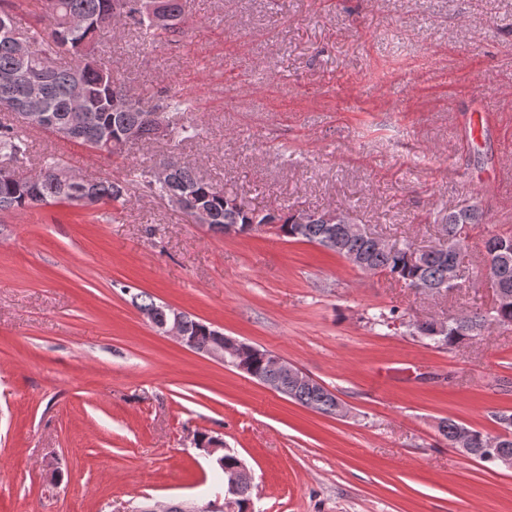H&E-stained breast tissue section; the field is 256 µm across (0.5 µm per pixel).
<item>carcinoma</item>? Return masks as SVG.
<instances>
[{"instance_id":"obj_1","label":"carcinoma","mask_w":512,"mask_h":512,"mask_svg":"<svg viewBox=\"0 0 512 512\" xmlns=\"http://www.w3.org/2000/svg\"><path fill=\"white\" fill-rule=\"evenodd\" d=\"M119 0H37L40 20L46 22L43 27L24 25L13 14L0 10L1 16H8L18 37L0 35V71L26 69L41 77L46 85L44 110L57 118V127L50 128L33 124L18 125L13 121H0V163L18 161L29 153L27 131L30 128L42 129L49 133L63 136L69 142L80 145L87 150L107 157H121L125 149L117 151L105 147L95 139V129L105 126L119 137H127L130 128H136V137L126 141H150L157 138L147 115L128 112L113 103L114 86L121 85L101 57L103 46L112 36V27L122 21L132 24L152 34L155 41L176 42L184 35L183 0H160L169 21L166 24L154 22L146 9L129 8V15L116 17L114 5ZM80 17L91 21L84 31L66 35V25L70 18ZM82 75L85 99L90 102L91 112L87 113L88 127L79 135L64 132V118L74 103L73 77ZM141 100L151 104L156 112H168L174 118L170 137L181 141H191L198 137L197 126L184 117L192 111L189 100L180 96H161L150 86L139 92ZM40 179L34 186H25L19 182L0 183V211L16 212L46 205L77 206L64 179L71 172L62 160L54 155H45L39 163ZM143 184L159 197L182 195L185 191L193 192L206 201L212 213V223L224 225L230 217L242 226L245 236L252 235L255 224H266L276 228L284 236L315 244L341 257H352L360 261L361 267L373 275L395 279L418 294L424 290L439 288L447 293L453 290L448 283V266L456 258L448 251L432 248L422 259L414 263L410 260L412 244L405 240L395 248L382 249L370 236L336 235V245L326 243L328 230L317 220L302 225L297 223L300 212L292 209H272L258 211L254 208L233 212L230 202L233 193L219 187L202 177L189 166L182 163L175 165L168 180L156 184L151 177V170L141 173ZM91 189L99 198V203L110 205L122 203L127 196L128 187L124 180H94ZM436 222L441 224L446 240H453L465 224L475 226L487 223L485 211L470 209L442 210ZM496 243L509 250L502 262L497 287L512 291V233H494L484 242L486 254H491L489 245ZM447 329L440 336H429L433 345L440 349H449L466 344L478 336L491 332L497 325H512V300L487 310H472L463 316L446 318ZM267 350H252L242 346L238 358L257 377L267 374L265 354ZM288 398L296 403L326 415L339 414L342 401L325 385L312 381L288 390ZM464 424L452 419L442 418L437 424L439 434L448 441V447H455V440ZM471 443L469 455L476 461L498 463V455H512V439H500L495 446H490L493 436L478 429H470ZM213 464L217 476L238 465V456L222 450L214 458Z\"/></svg>"}]
</instances>
